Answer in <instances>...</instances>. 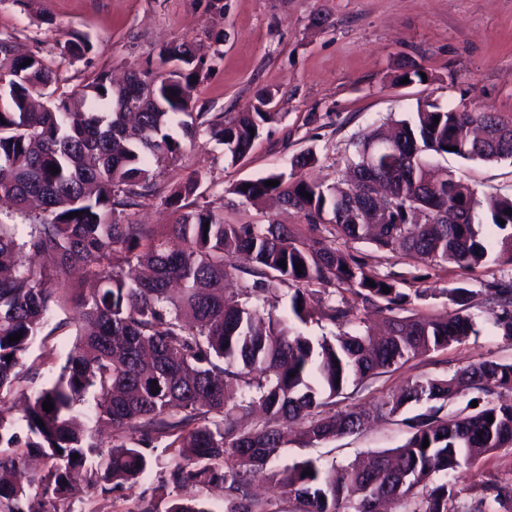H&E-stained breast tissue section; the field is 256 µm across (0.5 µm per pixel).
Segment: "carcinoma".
<instances>
[{
  "mask_svg": "<svg viewBox=\"0 0 512 512\" xmlns=\"http://www.w3.org/2000/svg\"><path fill=\"white\" fill-rule=\"evenodd\" d=\"M87 51V41L78 36L64 45L72 59ZM159 57L180 66L155 78L154 103L141 99L145 78L138 72L119 88L101 73L61 91L43 57L17 54L12 37L0 35V200L25 226L0 222V394L17 382V368L42 331L58 290L71 291L78 323L77 341L58 376L29 398L25 433L0 404V512H73L81 490L72 473L98 447L95 435L73 417L90 392L95 427L112 430L110 450L99 454L88 477L102 494L134 483L152 465L153 443L163 440L173 463L162 471V495L142 499L139 512H213L204 490L222 494L224 512H268V503L251 493L250 475L278 454L284 428L300 424L305 446L361 430L365 413L327 415L319 411L323 400L340 395L351 382L475 332L473 319L463 314L470 290L452 285L441 292L456 307L453 313L391 317L381 337L368 327L312 338L271 313L260 315L250 299L283 286L294 289L291 312L303 323L310 317L307 298L317 287L333 281L346 286L352 299L331 302L321 313L338 326L362 323L374 311L401 309L427 289L410 294L394 273L382 274L322 239L301 238L284 224H227L207 206L185 212L180 202L198 191L197 177H188L168 196L178 210L172 233L185 247L171 249L137 225L121 223L120 215L152 191L155 166L182 152L181 140L169 133L172 117L184 116L180 126L189 141L205 132L237 162L277 116L261 111L265 94L246 112L210 118L196 112L193 77L203 60L186 41L163 48ZM474 124L498 136L480 142L471 133ZM377 143L414 160L402 168L385 150L365 163L367 149ZM450 147L465 160H510L512 124L493 112H455L428 103L391 132L376 129L362 136L355 143L350 181L308 178L305 170L318 158L307 151L295 157L290 172L242 180L232 193L254 204L275 196L301 212L306 223L327 227L334 238L366 240L405 259L470 270L491 260L512 263V197L486 201L461 177L433 178L432 158ZM268 180L279 184L268 186ZM377 181L388 187L383 224L371 222L372 209L359 214L350 206L357 193L370 205L371 183ZM307 193L312 198H305ZM485 211L500 231L491 240L480 220ZM232 252L251 256L255 266L243 273L254 277L252 284L233 288L239 275L224 264V255ZM281 260L286 267L278 265ZM297 264L304 265L300 275ZM76 266L92 274L97 288L86 293L66 284L63 276ZM485 293L492 304L489 321L512 338V281L488 283ZM14 334L21 339L9 341ZM230 379L264 408L262 427L239 428L234 411L241 400ZM499 389L512 390V363L483 361L446 379L415 382L380 404L389 416L411 403L430 404L429 412L412 419V433L397 449V459L376 452L339 469H322L308 459L270 479L300 505L299 512H378L382 503L407 497L417 487L422 498L414 512H450L448 504L460 491L453 484L431 485L432 476L460 473L485 455L512 447V404L491 399ZM472 390L487 397L480 409L440 415L448 401ZM48 399L49 413L43 410ZM35 456L53 465L25 485L17 482ZM169 487L177 494L167 500ZM473 492L465 512H486L491 502L512 512V485L491 482ZM157 499L166 500L164 510Z\"/></svg>",
  "mask_w": 512,
  "mask_h": 512,
  "instance_id": "cac0c4a2",
  "label": "carcinoma"
}]
</instances>
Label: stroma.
<instances>
[{
	"label": "stroma",
	"mask_w": 512,
	"mask_h": 512,
	"mask_svg": "<svg viewBox=\"0 0 512 512\" xmlns=\"http://www.w3.org/2000/svg\"><path fill=\"white\" fill-rule=\"evenodd\" d=\"M0 32L19 50L43 56L70 90L99 73L122 77L134 70L155 77L165 66L162 47L185 40L200 47L204 65L193 88L199 112H241L259 91L273 94L277 118L255 141L250 154L231 161L224 146L199 136L179 157L159 169L150 196L121 220L145 233L170 238L175 214L166 199L191 174L201 187L191 206L208 205L229 224L275 222L305 238L321 232L295 209L255 205L233 194V184L271 172L290 171L291 161L310 150L318 158L308 175L327 183L344 171L362 135L381 124L405 119L418 105L488 110L512 123V0H0ZM88 37L91 50L79 60L62 55L71 34ZM418 70L424 80L400 83L398 75ZM435 165L463 177L478 192L512 195V162L435 158ZM380 272L404 278L405 289H425L404 314L442 316L452 308L442 290L459 283L471 290L466 308L476 335L409 359L387 372L348 385L327 410L371 412L368 425L315 446L289 440L265 470L252 477L269 512H297L296 501L270 482L269 472L313 460L323 468L342 466L370 452L395 449L411 435L409 421L425 412L414 405L392 417L376 416L378 404L408 384L445 378L469 365L512 363V339L488 320L486 283L512 280V264L488 263L474 276L453 264L413 261L359 241L336 240ZM76 314L61 299L48 315L19 368L20 381L4 401L22 422L26 399L57 377L77 339ZM159 471L109 496L85 488L74 512H135L151 496ZM512 483V448L485 455L456 480V507L471 503L469 486Z\"/></svg>",
	"instance_id": "1"
}]
</instances>
